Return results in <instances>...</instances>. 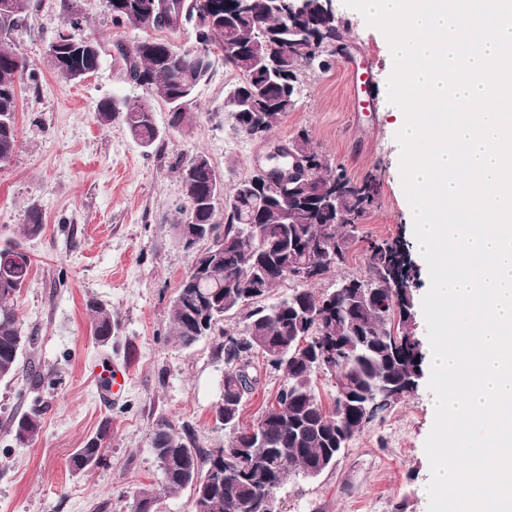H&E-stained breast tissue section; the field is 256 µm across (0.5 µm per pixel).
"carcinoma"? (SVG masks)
<instances>
[{"instance_id": "obj_1", "label": "carcinoma", "mask_w": 512, "mask_h": 512, "mask_svg": "<svg viewBox=\"0 0 512 512\" xmlns=\"http://www.w3.org/2000/svg\"><path fill=\"white\" fill-rule=\"evenodd\" d=\"M2 2L7 9H0V30L19 29L27 0ZM140 2L107 0L112 21L133 27L136 17L156 29L191 24L198 43L206 47L222 49L228 38L240 47L224 58V64L240 75L229 110L240 122H259L267 133L295 109L300 95L297 75L309 65L304 54L295 56L285 49L295 38L292 25L321 40L339 42L348 33L341 19H332L327 0H307L306 16L292 23L284 21L281 0H254L250 10L239 8L237 0H158L152 15L141 12ZM124 59L129 78L170 105L175 125L187 118L184 103L211 69L209 61L190 66L181 51L162 41H142ZM27 69L19 53L0 59L1 156L15 154L18 146L16 92ZM97 118L103 125L118 119L133 139L162 149L153 112L144 100L124 99L118 104L107 100ZM296 147L314 160V171L297 187L273 188L259 197L249 191L247 182L235 184L227 191L232 204L222 225L216 222L213 202L187 210L189 226L200 229L201 240L209 242L205 261L209 270L189 271L179 283L170 307L173 343L191 347L214 334L225 314L247 310L244 329L235 335L222 333L223 341L217 345L228 370L215 417L221 422L227 416L232 419L226 425L229 438L224 447L204 450L187 429L163 419L155 424L152 451L163 465L165 489H191L194 512H258L268 491L281 490L313 468L335 464L336 429L350 440L366 426L360 406L377 401L387 389L398 388L404 397L423 376V343L415 333L403 331L406 308L415 306L414 289L407 283L412 245L406 241L368 242L364 273L341 277L329 292L293 288L288 296L265 302L273 288L291 279L288 270L308 252L339 248L342 257L333 266H317L307 283L345 266L359 241L357 224L377 195L374 175L354 181L342 167H331L310 135L296 139ZM177 171L181 178L192 175L198 195H209L215 172L205 154H196ZM30 265L28 257L16 263L0 261V381L15 377L23 351L34 341L22 335L17 315L18 294ZM89 309L93 336L102 345L110 342L112 310L98 302L90 303ZM394 325L401 336L397 343L391 340ZM304 342L311 347L329 344L339 355L322 368L297 353ZM256 355L283 374L284 384L276 402L245 429L240 427V411L258 383L253 374ZM321 370L338 375L342 383L330 412L313 388V376ZM13 426L21 443L40 431L37 417L28 414ZM251 431L263 434L266 445L241 459L236 440ZM110 434L106 421L72 455L71 469L80 472L98 466ZM245 504L250 510L243 509Z\"/></svg>"}]
</instances>
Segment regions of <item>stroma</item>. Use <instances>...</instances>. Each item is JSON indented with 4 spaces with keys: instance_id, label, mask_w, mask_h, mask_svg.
I'll use <instances>...</instances> for the list:
<instances>
[{
    "instance_id": "1",
    "label": "stroma",
    "mask_w": 512,
    "mask_h": 512,
    "mask_svg": "<svg viewBox=\"0 0 512 512\" xmlns=\"http://www.w3.org/2000/svg\"><path fill=\"white\" fill-rule=\"evenodd\" d=\"M63 0H30L17 45L38 76L37 88L17 89L19 146L0 169V246L20 244L31 267L17 309L25 335L35 343L20 359L21 374L0 382V512H131L133 494L156 492L160 512H192L190 490L167 492L151 451L158 420L189 425L199 447L220 448L228 432L214 419L221 398L224 358L216 338L191 347L173 344L170 307L192 254L177 241L183 215L176 161L205 153L223 187L249 176L267 142L235 133L224 94L238 79L211 48L212 69L195 92L187 123H171L168 105L126 76L122 52L144 40L197 50L192 26L175 30L113 23L106 0H74L81 19L70 26ZM349 26L351 57L330 69L305 68L294 109L271 131L285 141L308 130L332 165L352 180L375 173L380 195L358 226L361 237L345 271H331L317 288H334L341 273H361L367 239L411 238V214L400 178V159L387 97L392 63L382 33L363 15L334 0ZM102 43L100 65L87 78L68 80L47 63L58 32ZM375 66L376 111L351 115L348 72ZM107 99L147 100L164 140L163 152L141 147L121 122L99 125ZM44 228L23 232L29 209ZM112 311V341L100 345L90 326L89 302ZM254 365L259 382L245 399L240 423H254L283 383L281 373ZM43 373L31 381L29 368ZM126 372L118 394L102 391L98 372ZM428 379L356 433L333 467L314 478L297 477L280 490L283 512H428L423 493L429 460L425 442L434 421ZM38 412L41 429L30 442L14 436L16 417ZM112 439L103 460L75 474L69 459L103 421Z\"/></svg>"
}]
</instances>
